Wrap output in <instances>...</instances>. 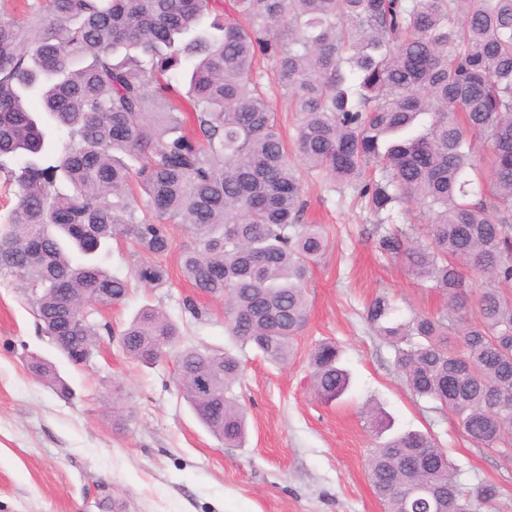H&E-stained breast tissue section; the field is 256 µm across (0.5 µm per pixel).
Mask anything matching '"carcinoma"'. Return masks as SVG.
<instances>
[{"label": "carcinoma", "mask_w": 512, "mask_h": 512, "mask_svg": "<svg viewBox=\"0 0 512 512\" xmlns=\"http://www.w3.org/2000/svg\"><path fill=\"white\" fill-rule=\"evenodd\" d=\"M22 2L21 18L0 4V172L17 197L0 224V275L22 283L70 363L88 364L97 348L94 310L119 305L133 281H168L149 260L131 280L111 274L100 255L122 240L164 256L171 224L193 239L184 277L224 298L230 335L273 363L291 356L328 240L300 223L301 182L255 73L263 57L298 112L306 169L332 190L355 189L379 217L380 256L446 300L439 317L400 320L379 294L365 322L416 398L512 457V0ZM477 140L488 148L482 170ZM406 202L428 215L425 234L380 219ZM470 271L488 280L472 305ZM180 336L146 305L118 342L144 366L173 358L199 422L242 446L241 361ZM311 361L318 397L340 399L351 385L341 349L321 343ZM29 369L65 390L49 363ZM364 415L375 436L391 432L369 468L386 512H483L498 500L491 483L466 490L432 434L396 430L372 405Z\"/></svg>", "instance_id": "obj_1"}]
</instances>
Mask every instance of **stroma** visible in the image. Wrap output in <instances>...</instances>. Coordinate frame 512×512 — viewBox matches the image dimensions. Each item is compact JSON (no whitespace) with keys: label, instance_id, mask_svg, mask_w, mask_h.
I'll return each mask as SVG.
<instances>
[{"label":"stroma","instance_id":"35a3bbf8","mask_svg":"<svg viewBox=\"0 0 512 512\" xmlns=\"http://www.w3.org/2000/svg\"><path fill=\"white\" fill-rule=\"evenodd\" d=\"M296 172L306 216L329 248L312 267L308 321L287 364L240 347L224 325L223 300L182 276L192 238L179 224L162 259L169 283L133 285L120 305L93 315L118 330L150 304L180 325L185 343L236 355L243 371L233 392L248 411L243 447H224L198 421L176 387L174 360L141 366L105 335L91 365H72L39 331L19 282L0 276V512H384L368 479L379 440L361 415L367 402L398 429L430 432L464 487L495 484L494 512H512V459L475 445L455 415L416 399L391 347L363 319L383 292L403 317L441 316L444 299L418 287L402 262L379 257L376 218L352 189L333 192L304 166ZM188 298L195 311L185 309ZM324 341L342 348L353 375L350 392L330 404L311 379L310 355ZM33 356L53 365L69 397L28 371Z\"/></svg>","mask_w":512,"mask_h":512}]
</instances>
